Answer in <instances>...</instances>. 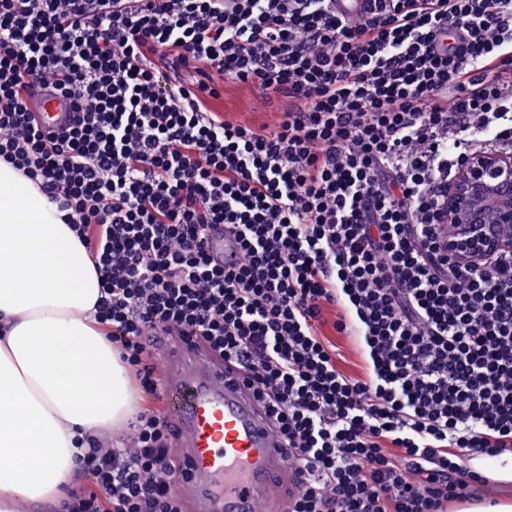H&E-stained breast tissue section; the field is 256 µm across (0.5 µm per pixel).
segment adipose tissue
<instances>
[{
  "mask_svg": "<svg viewBox=\"0 0 512 512\" xmlns=\"http://www.w3.org/2000/svg\"><path fill=\"white\" fill-rule=\"evenodd\" d=\"M98 294L76 233L0 161V512L61 504L76 441L131 415L136 394L96 318Z\"/></svg>",
  "mask_w": 512,
  "mask_h": 512,
  "instance_id": "adipose-tissue-1",
  "label": "adipose tissue"
}]
</instances>
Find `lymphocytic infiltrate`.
Listing matches in <instances>:
<instances>
[{
    "label": "lymphocytic infiltrate",
    "instance_id": "1",
    "mask_svg": "<svg viewBox=\"0 0 512 512\" xmlns=\"http://www.w3.org/2000/svg\"><path fill=\"white\" fill-rule=\"evenodd\" d=\"M226 81L287 99L275 127L207 111ZM43 91L73 102L61 133L35 123ZM492 151H512V0H0V159L91 255L148 395L158 336L245 372L288 512H448L488 483L468 460L512 454V251L460 262L445 214ZM77 459L64 512H183L159 412ZM325 319L327 324L323 327V332L337 347L336 362L338 367L350 374H362L363 361L358 341L353 336H342L336 333L332 326L335 319L333 311L327 310Z\"/></svg>",
    "mask_w": 512,
    "mask_h": 512
}]
</instances>
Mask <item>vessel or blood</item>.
<instances>
[{
    "label": "vessel or blood",
    "mask_w": 512,
    "mask_h": 512,
    "mask_svg": "<svg viewBox=\"0 0 512 512\" xmlns=\"http://www.w3.org/2000/svg\"><path fill=\"white\" fill-rule=\"evenodd\" d=\"M35 109L44 131L72 119L70 101L52 93L39 95ZM160 399L178 431L175 491L187 512H288V458L243 371L180 344L162 371Z\"/></svg>",
    "instance_id": "obj_1"
}]
</instances>
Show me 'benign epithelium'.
Here are the masks:
<instances>
[{"instance_id": "benign-epithelium-1", "label": "benign epithelium", "mask_w": 512, "mask_h": 512, "mask_svg": "<svg viewBox=\"0 0 512 512\" xmlns=\"http://www.w3.org/2000/svg\"><path fill=\"white\" fill-rule=\"evenodd\" d=\"M449 249L471 264L512 250V155L479 153L466 159L448 188Z\"/></svg>"}]
</instances>
